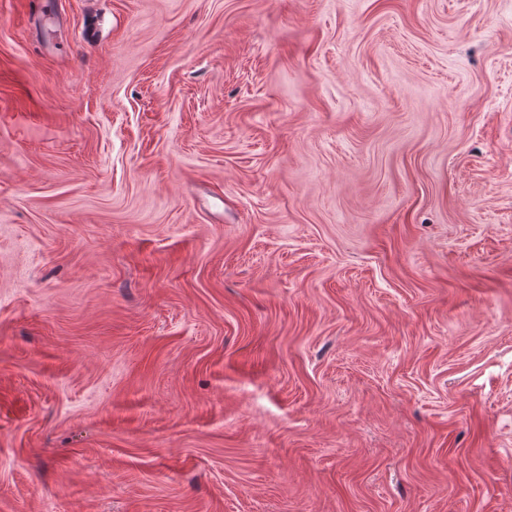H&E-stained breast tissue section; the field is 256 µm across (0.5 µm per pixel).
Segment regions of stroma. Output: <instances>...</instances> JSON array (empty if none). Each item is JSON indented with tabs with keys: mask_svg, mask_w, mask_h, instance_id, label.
<instances>
[{
	"mask_svg": "<svg viewBox=\"0 0 512 512\" xmlns=\"http://www.w3.org/2000/svg\"><path fill=\"white\" fill-rule=\"evenodd\" d=\"M0 512H512V0H0Z\"/></svg>",
	"mask_w": 512,
	"mask_h": 512,
	"instance_id": "1",
	"label": "stroma"
}]
</instances>
